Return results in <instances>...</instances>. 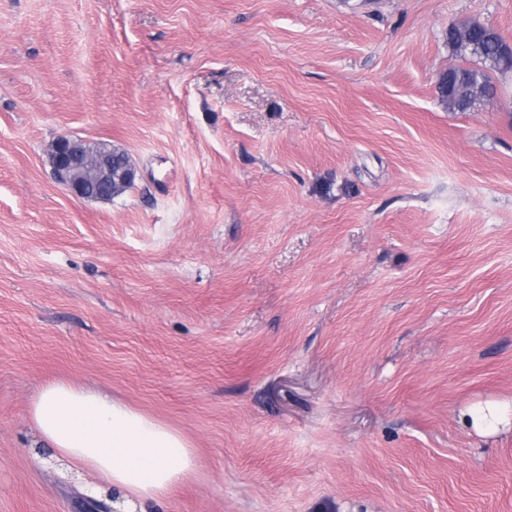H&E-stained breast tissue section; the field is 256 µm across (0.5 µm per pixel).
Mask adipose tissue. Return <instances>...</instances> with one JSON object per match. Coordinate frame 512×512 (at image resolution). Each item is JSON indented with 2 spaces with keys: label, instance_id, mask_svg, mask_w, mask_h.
Returning a JSON list of instances; mask_svg holds the SVG:
<instances>
[{
  "label": "adipose tissue",
  "instance_id": "obj_1",
  "mask_svg": "<svg viewBox=\"0 0 512 512\" xmlns=\"http://www.w3.org/2000/svg\"><path fill=\"white\" fill-rule=\"evenodd\" d=\"M30 420L57 456L132 499L167 497L200 465L197 449L177 428L66 379L42 384Z\"/></svg>",
  "mask_w": 512,
  "mask_h": 512
}]
</instances>
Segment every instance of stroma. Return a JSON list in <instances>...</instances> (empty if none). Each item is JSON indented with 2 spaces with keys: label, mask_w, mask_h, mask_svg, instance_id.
Segmentation results:
<instances>
[{
  "label": "stroma",
  "mask_w": 512,
  "mask_h": 512,
  "mask_svg": "<svg viewBox=\"0 0 512 512\" xmlns=\"http://www.w3.org/2000/svg\"><path fill=\"white\" fill-rule=\"evenodd\" d=\"M469 21L512 0H0V512H89L56 378L197 448L134 512H512V71L436 88ZM64 135L133 186L70 195Z\"/></svg>",
  "instance_id": "stroma-1"
}]
</instances>
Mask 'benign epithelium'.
Instances as JSON below:
<instances>
[{
  "mask_svg": "<svg viewBox=\"0 0 512 512\" xmlns=\"http://www.w3.org/2000/svg\"><path fill=\"white\" fill-rule=\"evenodd\" d=\"M438 87L454 99L467 93L451 69L439 77ZM50 158L55 179L74 196L109 200L118 193L112 187V151L60 137L52 145Z\"/></svg>",
  "mask_w": 512,
  "mask_h": 512,
  "instance_id": "benign-epithelium-1",
  "label": "benign epithelium"
}]
</instances>
